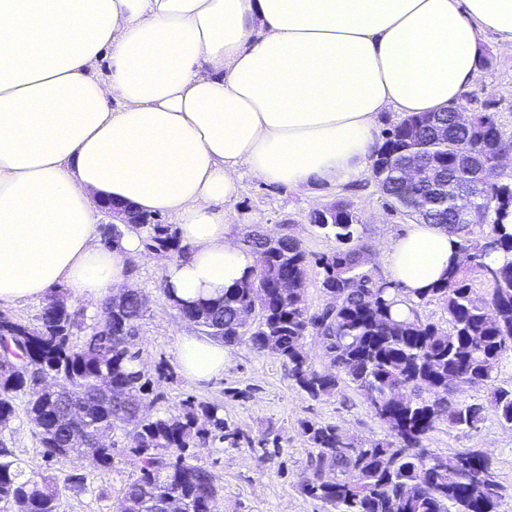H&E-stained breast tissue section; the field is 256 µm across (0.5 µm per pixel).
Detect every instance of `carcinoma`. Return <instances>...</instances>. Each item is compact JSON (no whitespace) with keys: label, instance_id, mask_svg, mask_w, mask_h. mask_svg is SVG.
<instances>
[{"label":"carcinoma","instance_id":"cac0c4a2","mask_svg":"<svg viewBox=\"0 0 512 512\" xmlns=\"http://www.w3.org/2000/svg\"><path fill=\"white\" fill-rule=\"evenodd\" d=\"M512 149L493 112H479L463 124L452 109L412 114L388 129L375 149L372 175L388 204L403 215L437 224L459 238L469 264L448 268V281L431 289L441 302L450 329L419 319L413 300L391 281L364 269L368 245L361 218L336 202V223L311 211L309 223L334 232L342 247L310 259L300 242L284 234L269 238L256 229L242 244L259 257L252 278L212 298L174 303L177 314L204 334L232 346L252 348L288 361L290 376L310 398L336 391L344 379L361 390L392 441L355 448L336 426L305 421L303 435L317 450L302 491L330 512H497L501 498L494 463L472 451L435 456L424 440L440 423L476 429L486 407L452 398L462 385L487 386L490 405L512 425V388L496 385L504 355L512 352V261L493 265V253L512 254V182H503L491 164L495 153ZM410 158L433 178L410 184L403 170ZM463 188L450 200L439 186ZM150 228L148 250L189 254L163 224ZM316 273L323 293L337 296L333 306L309 310L306 286ZM489 286V299L474 300L471 273ZM148 298L128 291L112 306V325L73 341L83 321L58 294L50 295L38 323L15 322L8 343L0 342V512H57L56 477L26 475L3 439L18 418L17 400L37 430L43 455L59 464L86 451L103 468L112 466L114 448L97 437L129 428L130 452L139 474L123 489L118 512H162L161 504L178 495L186 512H220L221 488L213 473L189 460L186 451L211 438L236 436L214 406L191 401L175 412H152L149 381L137 352L127 345L136 333ZM408 306L402 321L392 308ZM257 308L260 319L241 329L243 310ZM322 340L328 366L319 371L303 357L307 337ZM55 373L65 383L36 389L39 374ZM203 415L208 427L198 426ZM336 471L327 485L322 472Z\"/></svg>","mask_w":512,"mask_h":512}]
</instances>
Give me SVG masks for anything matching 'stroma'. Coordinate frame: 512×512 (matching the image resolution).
I'll return each mask as SVG.
<instances>
[{
  "label": "stroma",
  "mask_w": 512,
  "mask_h": 512,
  "mask_svg": "<svg viewBox=\"0 0 512 512\" xmlns=\"http://www.w3.org/2000/svg\"><path fill=\"white\" fill-rule=\"evenodd\" d=\"M483 62L459 102L466 112H495L505 133H512V53L501 49L493 34L483 37ZM337 201L350 204L367 226L369 270L387 278L385 246L404 235L412 221L393 210L380 193L371 173L346 184L291 189L269 185L243 175L238 197L224 213L231 236L242 239L251 227L297 239L310 257L332 252L334 234L309 224L307 214ZM169 257L149 253L132 263V278L149 298L138 323L133 348L152 383L155 411L180 408L185 400L215 405L238 443L212 441L191 449V461L210 470L222 489V512H326L322 502L305 495L301 479L312 469L316 452L306 441L305 421L335 425L357 445L368 447L389 439L366 398L348 381L316 399L307 397L288 375L285 360L257 352L249 343L228 347L221 377L193 382L180 371L176 345L181 335L196 333L182 321L162 289V271ZM6 438L21 466L30 475L50 474L58 479L79 475L82 489L61 488L58 512H113L124 486L138 473V460L128 449L122 430L110 434L115 444L112 467L102 470L91 454L71 456L65 464L48 461L34 426L18 416ZM430 453L451 456L467 449L486 452L493 460L503 487L499 512H512V426L501 423L488 409L473 430L441 424L424 441Z\"/></svg>",
  "instance_id": "obj_1"
}]
</instances>
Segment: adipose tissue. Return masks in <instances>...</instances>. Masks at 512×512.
I'll return each instance as SVG.
<instances>
[{
	"label": "adipose tissue",
	"mask_w": 512,
	"mask_h": 512,
	"mask_svg": "<svg viewBox=\"0 0 512 512\" xmlns=\"http://www.w3.org/2000/svg\"><path fill=\"white\" fill-rule=\"evenodd\" d=\"M487 32L512 50V0H0V304L132 287L145 230L102 244L106 199L175 217L173 300L221 295L257 265L224 224L242 173L354 180L379 114L456 103ZM460 259L436 224L383 257L415 299ZM176 356L189 380L224 373L214 338L182 335Z\"/></svg>",
	"instance_id": "ef3b65f1"
}]
</instances>
